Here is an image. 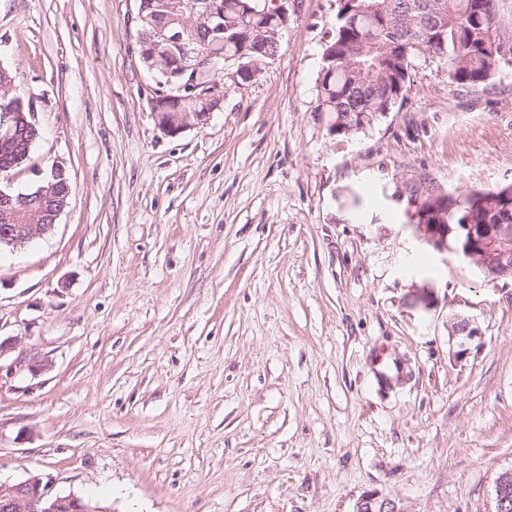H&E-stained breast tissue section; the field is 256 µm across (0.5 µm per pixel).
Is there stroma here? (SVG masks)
Here are the masks:
<instances>
[{
  "label": "stroma",
  "instance_id": "obj_1",
  "mask_svg": "<svg viewBox=\"0 0 512 512\" xmlns=\"http://www.w3.org/2000/svg\"><path fill=\"white\" fill-rule=\"evenodd\" d=\"M339 0H288L251 81L157 125L134 0H0L34 100L54 230L0 251V481L111 512H491L512 467V282L418 243L416 188L512 185V65L484 88L417 60L352 139L315 113ZM462 313L479 330L453 337ZM150 101L155 105V115L158 120L159 127L169 135H177L183 132L186 128L191 126L190 121H193L195 125L205 124L212 112L206 111V106L211 111L215 108V103L210 102L206 104L205 101H199L194 99H187L181 103H174L167 106L162 112H158L160 105L156 97L150 98ZM215 111V110H213ZM168 112L173 114L169 115ZM64 171V167L60 165L58 162L52 168V181H49L46 186H42L38 188V195H46L45 198H54V199H63V203L65 198L70 196L71 187L67 183V181L56 182L59 178V175ZM70 197L66 198V204L69 203ZM352 512H402L397 503L376 491L363 493Z\"/></svg>",
  "mask_w": 512,
  "mask_h": 512
}]
</instances>
